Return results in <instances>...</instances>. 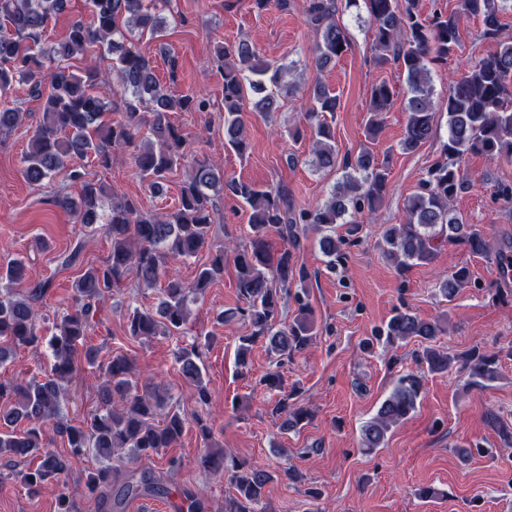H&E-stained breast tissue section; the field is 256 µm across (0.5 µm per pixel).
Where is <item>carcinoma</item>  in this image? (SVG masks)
<instances>
[{
  "instance_id": "obj_1",
  "label": "carcinoma",
  "mask_w": 512,
  "mask_h": 512,
  "mask_svg": "<svg viewBox=\"0 0 512 512\" xmlns=\"http://www.w3.org/2000/svg\"><path fill=\"white\" fill-rule=\"evenodd\" d=\"M167 0H86L93 24L71 25L64 41L46 45L41 33L49 19L64 12L69 0H0V98L15 83L27 81L35 95H41L44 79L50 80L42 121L33 130L30 147L22 158L23 176L40 184L58 173L79 188L78 199L68 194L56 203L86 227L99 223V210L106 198L105 183L89 176L75 160L91 158L98 166L112 164V151L129 150L139 177L150 191L161 194L168 175L178 167L185 176L176 210L167 219L146 216L139 202L115 197L112 213L102 229L110 242L106 261L90 266L73 282L72 305L47 340L51 363L41 378L4 383L0 381V456L32 457L37 468L23 476L32 493L53 484L58 488L57 512H74L69 487L72 465L92 452L101 458L130 449L135 458L149 457L173 447L186 424L194 420L204 448L198 462L211 472L225 476L233 493L224 498V512H261L266 487L274 480L269 468L237 460L231 452L212 443L210 427L197 414L188 416L165 410L166 396L157 385L140 384L135 363L126 353H116L101 363L98 350L86 343L91 322L99 305L120 287L131 273L138 283L153 288L165 273L170 259H189L204 247L217 214V197L224 195L241 203L249 212L251 247L235 254L236 290L240 305L231 313L218 315L221 322L234 318L245 322L249 332L238 337L237 361L259 341L278 358L277 364L304 351L316 336L312 306L306 287L310 273L297 267L300 225L311 224L320 233L318 245L328 257L327 266L336 268L344 258L346 240L336 236V225L358 230L360 218L374 214L383 201L388 168L368 148L338 163L335 135L326 115H334L336 96L319 81L309 94L306 112L313 132L312 154L316 170L341 166V180L333 186L327 201L312 209H295L283 188L261 189L254 184L226 178L215 162L195 160L185 165L187 142L170 119L171 112H207L211 101L201 93L175 94L162 86L155 67L139 48L143 37L163 35L162 16ZM362 4L373 29L376 62L393 60L407 75L404 110L407 123L400 148L413 152L438 137L430 71L448 61L460 39L464 17L482 20L483 35L496 47L480 58L459 78L448 84L446 110L448 132L442 141L444 160L432 164L419 181L418 190L406 206V222L391 224L382 236L385 258L397 271L428 265L446 243L463 245L473 255L500 257L511 249H494L490 239L475 224H469L453 209V201L467 190L470 181L462 168L468 154L512 163V41L498 40L500 16L512 10V0H461L460 9L423 15L419 0H347ZM338 0H310L309 17L316 30L313 47L317 70L323 71L347 51L350 40L346 27L336 22ZM96 47L112 56V71L129 96L126 112L119 120L108 118V104L97 94L100 73L88 68L78 74L64 65L77 54ZM216 63L224 79V144L236 153L247 151L244 102L251 112L268 116L279 107L282 93L293 94L296 86L285 81L286 70L261 61L247 41L222 46ZM396 91L385 82L372 86L367 136L379 129L382 115L391 108ZM24 113L0 108V133L21 125ZM278 234L274 247L269 232ZM86 241L79 240L58 255L66 269L81 263ZM27 265L15 258L0 266V363L18 348L38 346L39 306L52 282H27ZM224 274V250H218L193 282L169 275L159 289L154 306L136 309L127 317L126 335L134 339L178 333L185 329L190 302ZM469 283V271L460 268L439 280L444 297L453 299ZM295 288L297 314L290 322L281 319L282 292ZM447 321L419 317L406 305L393 314L372 336L364 350L397 348L416 342V368L397 375L390 395L374 417L363 425L360 446L367 451L381 447L387 432L404 420L420 398L425 373L447 374L457 367L469 372L473 383L482 385L498 376L501 356L512 357V345L490 353L473 350L464 358L448 354L435 344L445 332ZM83 349L90 373L97 375L100 408L74 424L60 415L68 384L77 375L78 349ZM185 379L196 387V403L207 406L211 393L203 383L197 346L177 353ZM284 416L282 429L294 430L309 419V411L284 395L274 405ZM67 442L66 454L51 447L47 428ZM112 467L102 466L86 474L84 489L100 506L111 504L116 512L130 499L164 497L168 488L149 469L129 473L117 492H112Z\"/></svg>"
}]
</instances>
